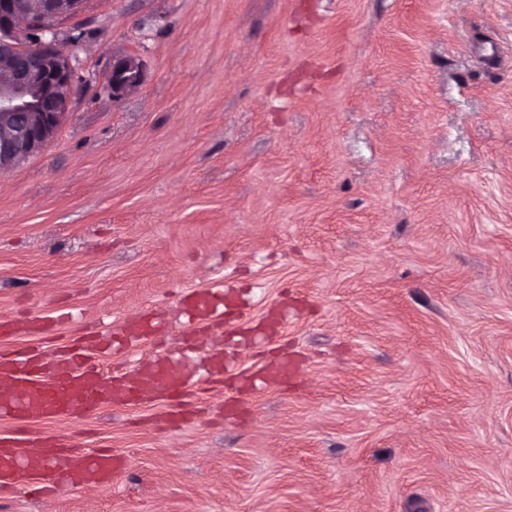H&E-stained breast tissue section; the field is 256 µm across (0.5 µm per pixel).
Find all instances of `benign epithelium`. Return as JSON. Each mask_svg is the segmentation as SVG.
Masks as SVG:
<instances>
[{
    "instance_id": "obj_1",
    "label": "benign epithelium",
    "mask_w": 512,
    "mask_h": 512,
    "mask_svg": "<svg viewBox=\"0 0 512 512\" xmlns=\"http://www.w3.org/2000/svg\"><path fill=\"white\" fill-rule=\"evenodd\" d=\"M83 0H0V171L38 153L56 135L72 91L84 81L76 57L60 49L53 22L79 12ZM142 63L112 65L116 96L142 83Z\"/></svg>"
}]
</instances>
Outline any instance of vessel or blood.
<instances>
[{
  "mask_svg": "<svg viewBox=\"0 0 512 512\" xmlns=\"http://www.w3.org/2000/svg\"><path fill=\"white\" fill-rule=\"evenodd\" d=\"M188 318L220 325L224 322V292L200 289L186 298ZM102 347L98 336H82L67 354L47 359L32 349L0 350V378L12 382L0 393V419L55 420L73 412L95 413L103 403L132 406L148 395L182 396L186 388L223 379V351L212 352L207 364L197 361V344L184 354L141 360L134 376L109 371L92 359ZM123 460L108 450L85 452L48 440L32 443L25 432L0 436V491L13 488L18 477L47 479L51 491L107 485Z\"/></svg>",
  "mask_w": 512,
  "mask_h": 512,
  "instance_id": "vessel-or-blood-1",
  "label": "vessel or blood"
}]
</instances>
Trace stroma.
<instances>
[{"instance_id":"1","label":"stroma","mask_w":512,"mask_h":512,"mask_svg":"<svg viewBox=\"0 0 512 512\" xmlns=\"http://www.w3.org/2000/svg\"><path fill=\"white\" fill-rule=\"evenodd\" d=\"M55 30L88 80L0 171V321L42 325L0 349L94 330L130 371L226 288L197 334L230 371L181 425L0 420L126 461L0 512H512V0H85ZM135 316L161 341L112 346ZM142 63L136 56H126L112 65L110 88L116 96L136 90L142 83ZM188 308V321L223 326L224 322V291L221 289H200L190 293L185 299Z\"/></svg>"}]
</instances>
